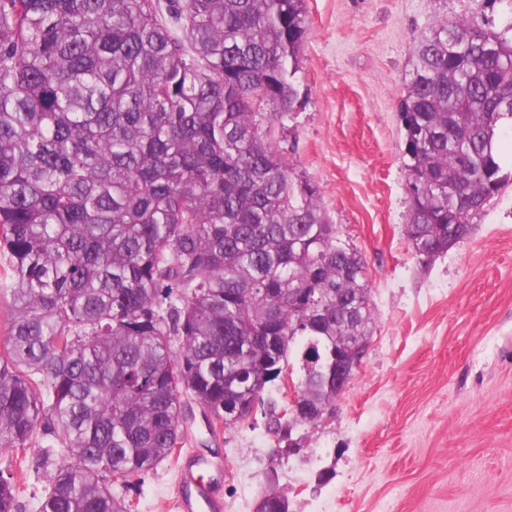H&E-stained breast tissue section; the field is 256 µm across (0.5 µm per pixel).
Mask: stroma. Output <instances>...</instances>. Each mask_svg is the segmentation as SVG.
<instances>
[{"mask_svg":"<svg viewBox=\"0 0 512 512\" xmlns=\"http://www.w3.org/2000/svg\"><path fill=\"white\" fill-rule=\"evenodd\" d=\"M471 0H305L306 34L285 124L268 133L342 244L364 257L376 311L367 353L333 416L268 430L263 410L211 428L184 405L183 448L226 503L253 512L266 490L293 512H512V181L471 235L426 262L409 222L399 103L414 47L436 17ZM165 461L128 487L138 512H172Z\"/></svg>","mask_w":512,"mask_h":512,"instance_id":"35a3bbf8","label":"stroma"}]
</instances>
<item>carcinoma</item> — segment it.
<instances>
[{
    "label": "carcinoma",
    "mask_w": 512,
    "mask_h": 512,
    "mask_svg": "<svg viewBox=\"0 0 512 512\" xmlns=\"http://www.w3.org/2000/svg\"><path fill=\"white\" fill-rule=\"evenodd\" d=\"M304 2L0 0V455L39 427L61 445L36 512H131L112 477L173 454L183 398L245 420L299 336L305 406L335 407L375 322L365 260L264 130L294 102ZM400 111L406 236L441 254L508 180L512 0L435 20ZM17 498L0 470V512Z\"/></svg>",
    "instance_id": "1"
}]
</instances>
